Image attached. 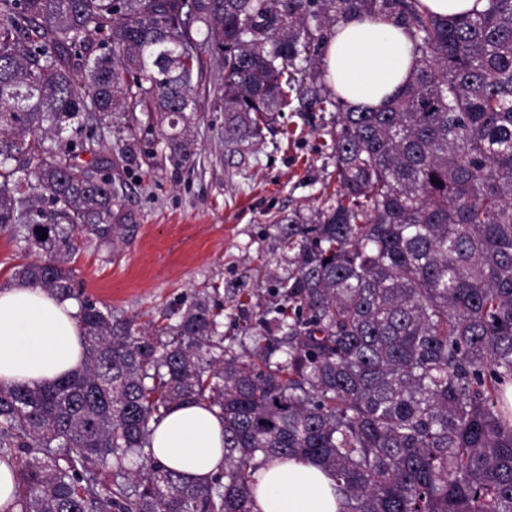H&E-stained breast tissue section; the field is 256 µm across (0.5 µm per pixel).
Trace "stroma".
Segmentation results:
<instances>
[{
	"label": "stroma",
	"mask_w": 512,
	"mask_h": 512,
	"mask_svg": "<svg viewBox=\"0 0 512 512\" xmlns=\"http://www.w3.org/2000/svg\"><path fill=\"white\" fill-rule=\"evenodd\" d=\"M193 82L200 118L193 154L182 166L153 163L165 145L140 112L113 120L93 150H77L80 164L102 165L113 176L112 221L130 233L116 248L85 243L71 265L85 295L139 327L176 321L178 308L208 291L225 342L246 345L240 304L269 303L274 279L292 270L280 224L297 212L312 216L336 187L332 117L292 101L240 161L224 148L217 79L207 70Z\"/></svg>",
	"instance_id": "obj_1"
}]
</instances>
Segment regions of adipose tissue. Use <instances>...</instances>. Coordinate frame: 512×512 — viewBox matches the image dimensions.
<instances>
[{
  "label": "adipose tissue",
  "mask_w": 512,
  "mask_h": 512,
  "mask_svg": "<svg viewBox=\"0 0 512 512\" xmlns=\"http://www.w3.org/2000/svg\"><path fill=\"white\" fill-rule=\"evenodd\" d=\"M326 79L354 105L382 107L414 64L413 44L389 22H339L324 50ZM72 301L39 287L0 291V381L42 385L80 369L83 344ZM153 456L194 482L224 466V422L217 410L189 404L171 410L155 429ZM252 512H338L328 472L302 459H273L256 473Z\"/></svg>",
  "instance_id": "adipose-tissue-1"
}]
</instances>
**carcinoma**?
<instances>
[{
    "label": "carcinoma",
    "instance_id": "carcinoma-1",
    "mask_svg": "<svg viewBox=\"0 0 512 512\" xmlns=\"http://www.w3.org/2000/svg\"><path fill=\"white\" fill-rule=\"evenodd\" d=\"M347 18L405 29L415 65L381 109L311 90L336 114V193L281 227L297 270L256 348L224 346L206 296L147 332L83 297L68 256L122 233L112 176L73 147L142 112L186 163L207 69L224 144H258L325 78L315 40ZM3 232L37 255L16 283L77 302L84 346L52 383L0 382L19 512H252L274 457L328 470L340 512H512V0L448 16L422 0H0ZM192 403L224 418V469L203 483L150 453Z\"/></svg>",
    "mask_w": 512,
    "mask_h": 512
}]
</instances>
